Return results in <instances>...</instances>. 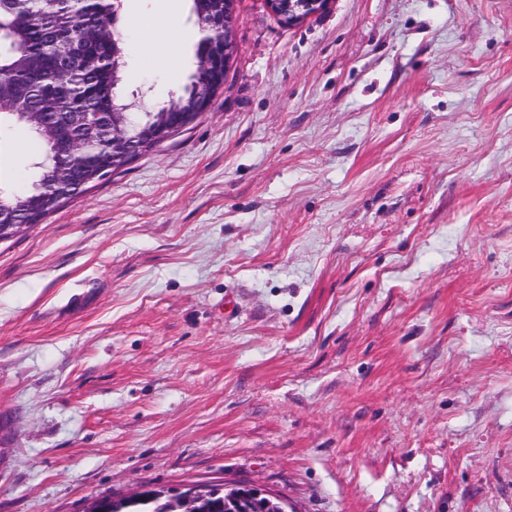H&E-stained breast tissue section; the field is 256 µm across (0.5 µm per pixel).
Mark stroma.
<instances>
[{
	"mask_svg": "<svg viewBox=\"0 0 512 512\" xmlns=\"http://www.w3.org/2000/svg\"><path fill=\"white\" fill-rule=\"evenodd\" d=\"M115 30L124 99L189 83L193 0ZM233 32L189 129L0 243V512H512V0H240ZM40 151L1 135L0 180ZM272 13L294 24L316 15L326 0H264ZM214 486H219L221 489L226 488L223 485H212V484H192L187 485L184 491L180 492L175 499L170 500V503L176 504L181 502L191 507L202 505L205 503L207 497L205 492Z\"/></svg>",
	"mask_w": 512,
	"mask_h": 512,
	"instance_id": "obj_1",
	"label": "stroma"
}]
</instances>
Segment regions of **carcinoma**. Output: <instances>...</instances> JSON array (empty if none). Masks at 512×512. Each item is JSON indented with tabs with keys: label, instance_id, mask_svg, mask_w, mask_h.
<instances>
[{
	"label": "carcinoma",
	"instance_id": "1",
	"mask_svg": "<svg viewBox=\"0 0 512 512\" xmlns=\"http://www.w3.org/2000/svg\"><path fill=\"white\" fill-rule=\"evenodd\" d=\"M114 25L110 0L102 10L83 0H0V118L26 106L35 121L21 125L43 145L26 188L0 193V224L23 211L42 221L64 206L57 197L77 195L90 178L112 174V149H98L91 164L77 165L53 156L60 137L95 144L101 123L110 126L114 118L135 133L163 112L191 111L188 85L153 112H135L134 103L117 96L121 58L114 53L121 43ZM73 49L83 62L66 69L60 59Z\"/></svg>",
	"mask_w": 512,
	"mask_h": 512
}]
</instances>
